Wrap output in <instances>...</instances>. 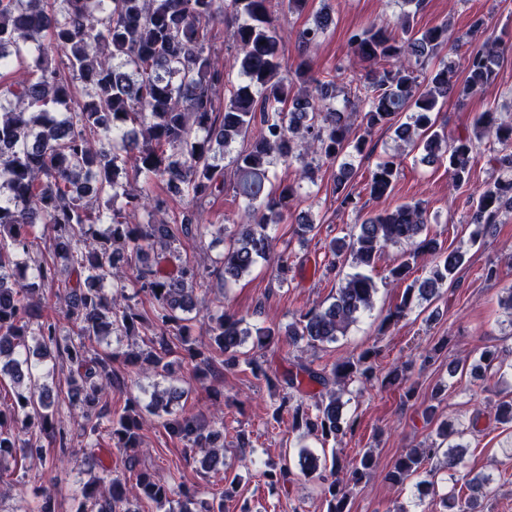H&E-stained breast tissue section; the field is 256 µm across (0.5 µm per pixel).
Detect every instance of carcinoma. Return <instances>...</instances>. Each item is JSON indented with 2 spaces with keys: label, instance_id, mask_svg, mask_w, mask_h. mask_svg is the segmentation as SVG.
Instances as JSON below:
<instances>
[{
  "label": "carcinoma",
  "instance_id": "cac0c4a2",
  "mask_svg": "<svg viewBox=\"0 0 512 512\" xmlns=\"http://www.w3.org/2000/svg\"><path fill=\"white\" fill-rule=\"evenodd\" d=\"M424 0H403L401 34L371 24L351 32L348 43L371 67L370 75L319 77L302 59L294 71L283 67L272 0H0V378L15 387L13 401L0 408V479L17 457L43 455V437L64 443L56 426V399L41 382L35 355L54 352L68 366L64 400L81 413V432L88 439V464L99 465L80 489L81 512H138L146 499L166 512H224V500L236 493V479L224 476L222 499L208 497L184 482H161L137 468L142 447L144 413L161 419L173 438L189 450L205 472L224 459V420L206 421L180 406L188 392L176 385L156 388L146 405L130 400L114 413L101 402L111 390H122L125 377L112 359L91 351L86 340L100 336H145L149 348L124 353L126 366L166 377L172 354L182 351L198 360L195 375L208 378L212 358L193 338L199 267L185 261L168 271L162 261L175 245L203 221L199 207L224 192V156L252 128L259 135L249 148L231 157L233 190L246 207L218 264L224 281L238 280L269 258L270 227L278 223L296 198L297 187L272 183L275 160L300 161L299 180L314 182L320 164L339 163L335 192L341 205L362 212L349 190L352 168L339 158L351 151L362 155L376 128L394 130L395 142L422 150L423 158L448 163L455 187L470 181L478 150L486 139L499 145L492 157L494 172L482 190L468 198L473 238L493 233L500 215L512 212V114L482 112L471 133L448 139L438 129L437 114L448 96H470L485 87L502 63L500 38L484 36L485 20L477 18L459 35L443 23L421 34L413 32V17ZM231 15L239 21L234 32L237 83L222 102L229 82L224 65L214 58L207 23ZM329 25V13L297 35L298 47L316 44ZM448 50L437 68L419 74L428 59ZM462 69V83L453 81ZM22 70L26 77L15 80ZM406 121L397 123L399 114ZM400 174V152L388 153L371 171L367 189L372 198L388 195ZM164 184L168 197L185 202L182 220L171 224L133 222L130 217L155 203L154 181ZM123 204L115 207V199ZM49 236L52 260L31 256L37 225ZM105 225L102 231L97 226ZM426 210L418 202L392 211L366 214L356 232L327 245L329 270L350 261L355 272L326 306L300 311L286 334L268 326L242 327L243 320L222 309L203 315L210 347L236 365L248 338L253 346L281 341L304 342L317 349L346 334L361 314L371 309L377 292L368 274L385 248L402 249L401 260L388 279L406 287L400 303L383 319L380 331L405 318L440 288L454 282L464 254L447 251L424 234ZM434 258L426 277L410 279L418 257ZM67 278L55 281L58 267ZM57 286L63 314L72 335L63 336L54 319L34 302L36 286ZM139 293L153 300L141 312L129 301ZM36 341L30 347L29 341ZM382 346L373 343L331 369L300 363L283 377L270 375L255 359L246 360L255 377L284 389L271 412L276 425L337 440L355 432L357 417L343 413L341 391L352 383L370 389L378 383L395 385L409 379L406 361L380 377L377 359ZM321 387L310 393L304 385ZM314 403H306V397ZM30 432L19 439L14 426ZM107 432L113 447L126 453L135 477L134 499L128 480L112 477L99 463L98 446ZM441 442L432 448H410L385 479L402 484L426 459L441 458L440 467L455 471L463 445L453 424L437 426ZM298 465L305 475L334 477L324 489L326 512H351L347 484L359 483L374 466L371 451L352 459L333 456L327 465L303 449ZM288 463L262 472L267 484L288 482ZM490 476L465 480L467 494L439 498L432 512H483Z\"/></svg>",
  "mask_w": 512,
  "mask_h": 512
}]
</instances>
